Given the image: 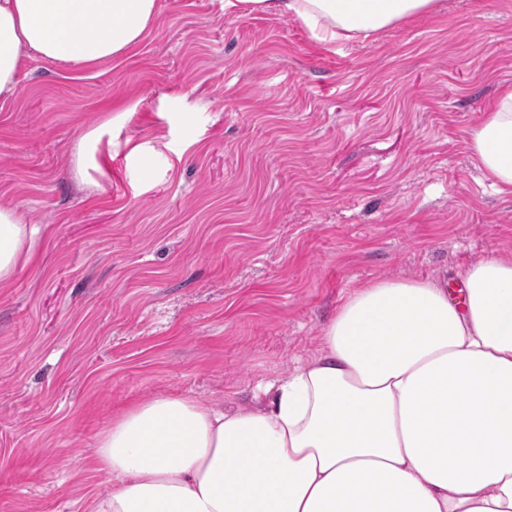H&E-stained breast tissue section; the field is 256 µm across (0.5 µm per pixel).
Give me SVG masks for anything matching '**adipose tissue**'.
<instances>
[{"mask_svg": "<svg viewBox=\"0 0 512 512\" xmlns=\"http://www.w3.org/2000/svg\"><path fill=\"white\" fill-rule=\"evenodd\" d=\"M302 21L320 43L369 37L439 0H242ZM158 0H0V95L30 48L88 65L137 46ZM496 192H512V87L470 139ZM0 208V281L30 257ZM361 286L316 355L259 382L233 410L185 395L139 402L97 436L112 476L89 512H512V254L459 273Z\"/></svg>", "mask_w": 512, "mask_h": 512, "instance_id": "1", "label": "adipose tissue"}]
</instances>
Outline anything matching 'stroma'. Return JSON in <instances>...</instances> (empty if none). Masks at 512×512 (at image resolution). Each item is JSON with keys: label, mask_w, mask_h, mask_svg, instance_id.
Segmentation results:
<instances>
[{"label": "stroma", "mask_w": 512, "mask_h": 512, "mask_svg": "<svg viewBox=\"0 0 512 512\" xmlns=\"http://www.w3.org/2000/svg\"><path fill=\"white\" fill-rule=\"evenodd\" d=\"M158 7L128 53H29L0 98V208L35 231L0 282V512H84L116 412L250 404L360 285L512 252V195L469 147L512 85V0L332 49L224 0Z\"/></svg>", "instance_id": "35a3bbf8"}]
</instances>
